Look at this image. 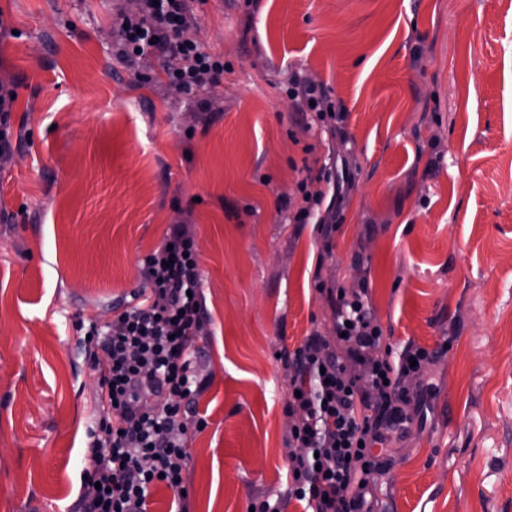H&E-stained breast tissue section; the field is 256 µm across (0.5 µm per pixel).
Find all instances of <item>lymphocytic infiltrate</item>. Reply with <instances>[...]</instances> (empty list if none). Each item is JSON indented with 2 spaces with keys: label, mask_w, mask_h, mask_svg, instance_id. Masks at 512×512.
Returning a JSON list of instances; mask_svg holds the SVG:
<instances>
[{
  "label": "lymphocytic infiltrate",
  "mask_w": 512,
  "mask_h": 512,
  "mask_svg": "<svg viewBox=\"0 0 512 512\" xmlns=\"http://www.w3.org/2000/svg\"><path fill=\"white\" fill-rule=\"evenodd\" d=\"M189 18V0H140L118 30L119 53L134 62L162 49L168 84L194 99L223 80L224 59L186 37ZM167 241L143 260L150 296L86 330L105 353L101 384L113 415L87 432L79 512H148L157 485L172 491L175 512H188L187 430L178 415L203 389L192 366L202 279L193 240L176 227ZM332 304L343 353L312 336L292 360L286 409L299 420L287 442L288 496L308 512H372L370 479L383 469L374 449L411 423L405 381L420 377L430 354L407 347L395 359L379 355L384 338L366 298L340 289Z\"/></svg>",
  "instance_id": "1"
}]
</instances>
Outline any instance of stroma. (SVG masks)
<instances>
[{"label": "stroma", "mask_w": 512, "mask_h": 512, "mask_svg": "<svg viewBox=\"0 0 512 512\" xmlns=\"http://www.w3.org/2000/svg\"><path fill=\"white\" fill-rule=\"evenodd\" d=\"M137 0H0V512H76L100 375L80 325L149 294L192 236L204 390L183 409L189 512L286 499L283 355L366 288L394 351L431 354L373 512H512V0H192L224 79L178 96L128 64ZM336 119L289 99L291 73ZM338 178L289 223L307 170ZM15 95V98H12ZM17 97L15 87L5 88L0 84V155L10 150L9 140L11 106Z\"/></svg>", "instance_id": "obj_1"}]
</instances>
